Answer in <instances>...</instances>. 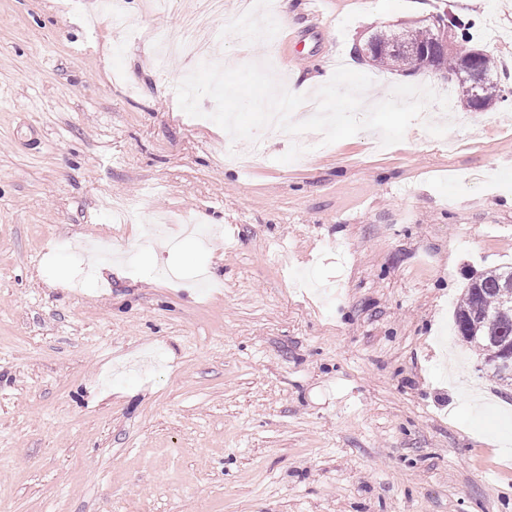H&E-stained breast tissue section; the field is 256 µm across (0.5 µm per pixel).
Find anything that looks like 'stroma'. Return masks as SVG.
Returning <instances> with one entry per match:
<instances>
[{
    "label": "stroma",
    "instance_id": "obj_1",
    "mask_svg": "<svg viewBox=\"0 0 512 512\" xmlns=\"http://www.w3.org/2000/svg\"><path fill=\"white\" fill-rule=\"evenodd\" d=\"M197 0H0V512H512V388L454 336L470 277L512 266V100L426 108L403 141L306 153L183 112L156 55ZM224 0L214 62L366 95L380 31L470 18L512 90V0H295L277 41ZM209 244L169 248L158 217ZM111 248L98 264L87 244Z\"/></svg>",
    "mask_w": 512,
    "mask_h": 512
}]
</instances>
